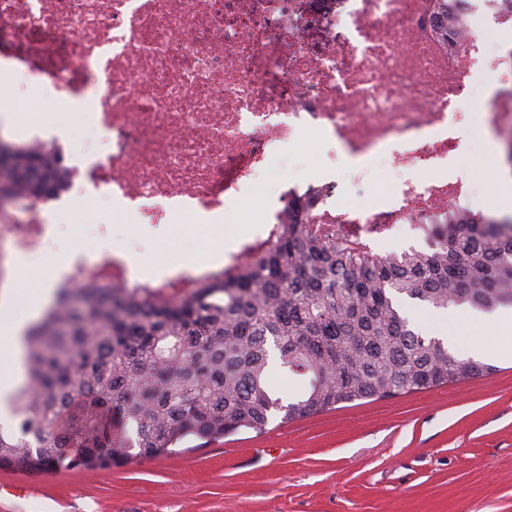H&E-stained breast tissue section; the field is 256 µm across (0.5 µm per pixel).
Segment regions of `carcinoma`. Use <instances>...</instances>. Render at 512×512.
Instances as JSON below:
<instances>
[{
    "label": "carcinoma",
    "instance_id": "carcinoma-1",
    "mask_svg": "<svg viewBox=\"0 0 512 512\" xmlns=\"http://www.w3.org/2000/svg\"><path fill=\"white\" fill-rule=\"evenodd\" d=\"M469 0H434L461 31ZM5 195L55 188L43 153L15 144ZM288 221L242 264L165 295L89 282L55 299L23 337L16 427L0 431V467L96 468L174 452L189 436L261 430L341 403L454 384L493 366L412 328L400 302L445 311L512 308V215L450 211L431 244L403 255L362 251ZM308 379L284 405L274 364Z\"/></svg>",
    "mask_w": 512,
    "mask_h": 512
}]
</instances>
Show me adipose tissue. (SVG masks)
I'll return each instance as SVG.
<instances>
[{
  "mask_svg": "<svg viewBox=\"0 0 512 512\" xmlns=\"http://www.w3.org/2000/svg\"><path fill=\"white\" fill-rule=\"evenodd\" d=\"M62 272L59 266L20 261L12 279L0 288V376L5 379L1 392L11 389V379L18 373L25 327L49 304Z\"/></svg>",
  "mask_w": 512,
  "mask_h": 512,
  "instance_id": "adipose-tissue-1",
  "label": "adipose tissue"
}]
</instances>
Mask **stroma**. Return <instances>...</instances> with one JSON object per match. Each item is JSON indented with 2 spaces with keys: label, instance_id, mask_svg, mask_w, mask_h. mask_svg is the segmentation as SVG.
<instances>
[{
  "label": "stroma",
  "instance_id": "35a3bbf8",
  "mask_svg": "<svg viewBox=\"0 0 512 512\" xmlns=\"http://www.w3.org/2000/svg\"><path fill=\"white\" fill-rule=\"evenodd\" d=\"M109 224L118 253L156 260L164 226L110 224L103 205L59 222L43 260L63 264ZM236 236L208 225L198 257L229 261ZM409 319L457 351L484 334L469 309L447 323L411 305ZM492 374L283 419L224 440L187 438L175 453L105 468L35 475L0 467V512H512V355Z\"/></svg>",
  "mask_w": 512,
  "mask_h": 512
}]
</instances>
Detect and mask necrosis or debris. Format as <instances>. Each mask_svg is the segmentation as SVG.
Segmentation results:
<instances>
[{
  "instance_id": "necrosis-or-debris-1",
  "label": "necrosis or debris",
  "mask_w": 512,
  "mask_h": 512,
  "mask_svg": "<svg viewBox=\"0 0 512 512\" xmlns=\"http://www.w3.org/2000/svg\"><path fill=\"white\" fill-rule=\"evenodd\" d=\"M341 2L315 16L304 0H0V59L112 146L77 148L62 125L16 129L52 151L60 185L27 198V217L1 224L0 238L36 262L53 219L81 198L108 203L116 224L166 225L190 254L198 240L182 222L204 210L234 231L242 213L228 199L241 193L264 205L241 255L293 198L306 204L301 221L368 250L469 210L464 153L485 136L512 140V77L493 73L490 33L466 28L452 48L432 0ZM488 76L497 109L467 126L463 105ZM307 134L335 169L282 179L272 155ZM97 248L91 267L73 255L63 282L127 281L113 242Z\"/></svg>"
}]
</instances>
